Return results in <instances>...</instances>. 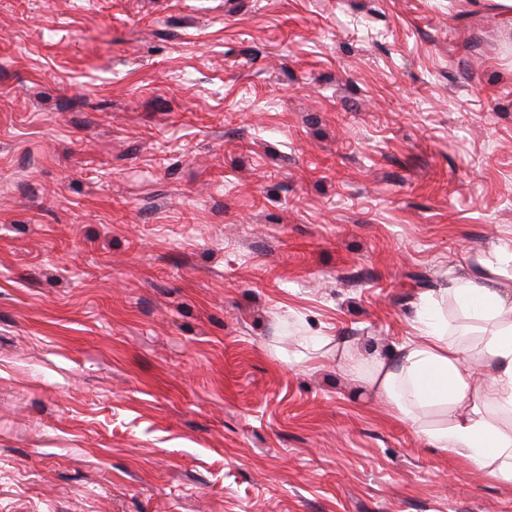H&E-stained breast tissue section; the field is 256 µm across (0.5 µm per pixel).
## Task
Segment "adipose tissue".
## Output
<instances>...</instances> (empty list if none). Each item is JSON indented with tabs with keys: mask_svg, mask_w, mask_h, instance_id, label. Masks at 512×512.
<instances>
[{
	"mask_svg": "<svg viewBox=\"0 0 512 512\" xmlns=\"http://www.w3.org/2000/svg\"><path fill=\"white\" fill-rule=\"evenodd\" d=\"M444 294L482 322L479 357L435 322V299L426 294L414 338L349 369L362 374L394 417L414 424L428 446L512 486V292L502 288L489 258L452 278Z\"/></svg>",
	"mask_w": 512,
	"mask_h": 512,
	"instance_id": "1",
	"label": "adipose tissue"
}]
</instances>
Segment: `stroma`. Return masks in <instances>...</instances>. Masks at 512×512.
<instances>
[{
  "instance_id": "obj_1",
  "label": "stroma",
  "mask_w": 512,
  "mask_h": 512,
  "mask_svg": "<svg viewBox=\"0 0 512 512\" xmlns=\"http://www.w3.org/2000/svg\"><path fill=\"white\" fill-rule=\"evenodd\" d=\"M492 251L490 0H0V512H512L338 360Z\"/></svg>"
}]
</instances>
